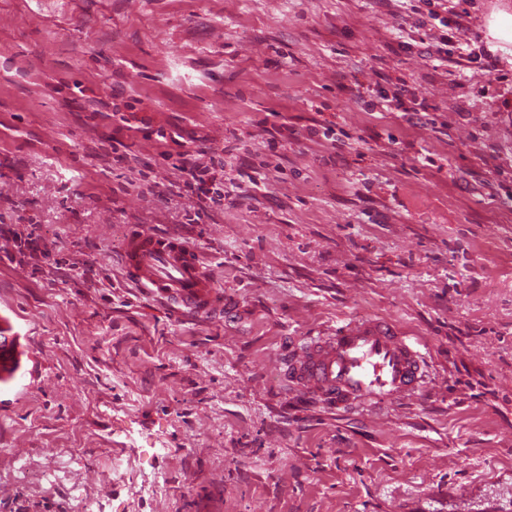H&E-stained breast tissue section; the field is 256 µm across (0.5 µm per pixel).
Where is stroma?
Segmentation results:
<instances>
[{
	"mask_svg": "<svg viewBox=\"0 0 512 512\" xmlns=\"http://www.w3.org/2000/svg\"><path fill=\"white\" fill-rule=\"evenodd\" d=\"M470 13L504 81L402 50L399 0H0V228L48 247L20 262L0 235L26 347L0 381V512H72L78 487L97 512H512V0ZM400 77L447 132L356 106ZM63 82L124 89L262 191L188 222L155 142ZM133 229L196 249L223 314L128 280ZM368 319L425 345L422 394L336 412L282 383L288 338Z\"/></svg>",
	"mask_w": 512,
	"mask_h": 512,
	"instance_id": "stroma-1",
	"label": "stroma"
}]
</instances>
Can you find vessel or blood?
<instances>
[{
  "instance_id": "b4317fda",
  "label": "vessel or blood",
  "mask_w": 512,
  "mask_h": 512,
  "mask_svg": "<svg viewBox=\"0 0 512 512\" xmlns=\"http://www.w3.org/2000/svg\"><path fill=\"white\" fill-rule=\"evenodd\" d=\"M122 265L129 278L160 299L199 313L218 305L209 269L177 236L129 233ZM19 355L15 337L0 332V373L10 374ZM427 363L421 341L383 320L343 323L331 335L290 342L277 356L284 383L336 411L362 402L394 404L417 395Z\"/></svg>"
}]
</instances>
